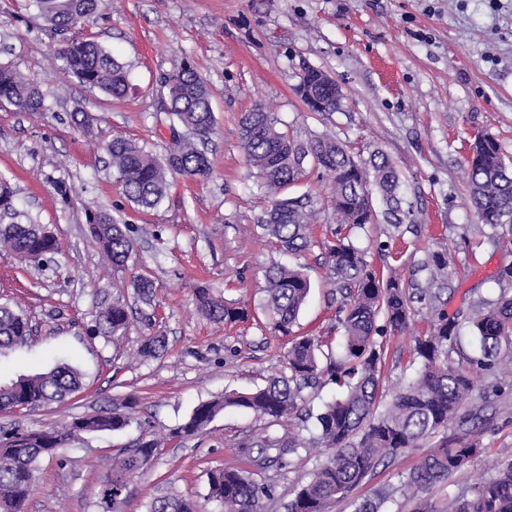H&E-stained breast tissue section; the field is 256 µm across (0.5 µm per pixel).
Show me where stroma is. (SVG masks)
Instances as JSON below:
<instances>
[{"instance_id":"1","label":"stroma","mask_w":512,"mask_h":512,"mask_svg":"<svg viewBox=\"0 0 512 512\" xmlns=\"http://www.w3.org/2000/svg\"><path fill=\"white\" fill-rule=\"evenodd\" d=\"M94 37L129 69L131 89L120 100L81 85L66 73L56 51L66 39L39 14L33 0H0V64L16 67L42 91L40 116L0 105V175L14 204L44 225L58 251L45 267L0 253V299L26 314L34 335L0 353V379L48 371L58 362L77 367L83 389L63 406L0 412V426L43 429L71 417L137 400L136 418L124 431L82 433L57 456L42 457L27 512H99L97 491L112 458L142 434L162 436L182 425L193 408L227 391H248L282 371L289 347L267 325L262 309V267L273 262L302 269L311 291L294 333L329 335L337 304L330 295V262L320 245L336 226L326 206L330 176L313 163L290 193L322 204L310 228L315 245L285 252L259 224L267 201L255 171L245 162L238 134L243 112L262 106L281 129L300 139L328 134L355 159L373 150L389 156L401 173V191L412 203L415 226L395 237L385 222L366 225L354 241L401 283L425 280L414 265L424 248L450 249L455 265L448 311L470 299L497 300L499 272L512 253L495 246L494 229L476 223L468 207L467 164L477 133L497 139L512 156V0H105L100 16L73 31ZM328 71L345 95L332 115L312 112L296 92L302 66ZM207 83L217 132L208 145L212 172L169 178L165 202L140 210L124 196L109 165L113 138L136 139L164 156L168 133L160 110L165 79L183 67ZM83 111L88 128L71 115ZM65 183L68 197L58 195ZM122 213L137 262L133 274L154 283L144 326L133 319L121 343L89 335L95 305L111 301L112 264L94 245L86 209ZM207 286L246 308L245 321L217 324L197 309L194 290ZM426 313H412L408 328L386 337L383 399L419 367L418 337L428 335ZM165 339L156 359L141 358L143 337ZM478 391L465 405L478 420L463 433L449 420L448 437H469L479 447L469 466L424 489L406 487L404 475L421 464L434 439L393 463L379 466L350 497L329 512H354L356 503L390 497L381 512H415L428 502L446 512L448 499L494 477L512 448V385L477 376ZM300 420L269 423L229 409L201 434L173 442L130 481L120 512H147L157 497L188 498L198 512H221L210 499V473L246 467L242 445L265 435L298 433ZM310 445L285 468L259 471L272 491L265 512H285L308 474L326 457Z\"/></svg>"}]
</instances>
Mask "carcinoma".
<instances>
[{
  "mask_svg": "<svg viewBox=\"0 0 512 512\" xmlns=\"http://www.w3.org/2000/svg\"><path fill=\"white\" fill-rule=\"evenodd\" d=\"M41 16L56 29L75 28L90 19L101 0H37ZM65 70L83 85L97 88L113 98L125 96L130 88L127 66L97 41L82 37L70 40L58 50ZM170 146L160 159L135 140L116 137L109 154L116 180L127 199L143 209H155L166 198L168 176L179 174L204 178L211 161L198 145L211 139L215 117L210 91L204 80L185 67L165 79ZM297 93L321 104L327 115L343 110L344 94L336 80L321 68L302 67ZM0 100L22 112L42 114L44 95L9 65H0ZM277 120L256 107L239 121L241 148L248 164L256 170L265 189L269 207L259 228L277 244L290 251L312 245L310 225L320 209L309 195L288 196L305 174L304 162L331 175L330 203L336 212L333 239L322 242L331 259L332 293L337 295L336 325L342 333V350L333 353L329 336H301L291 341L285 369L247 392L226 391L224 396L202 401L188 420L167 437L142 436L136 448L121 452L112 460V472L98 491L102 512H117L121 500L115 491L126 489L127 478L147 466L162 443L183 441L205 431L227 408L251 412L272 423L301 415L303 391L325 376L345 389V395L326 404L316 415L314 442L326 448L325 462L317 466L288 503L287 512H327L329 505L346 497L380 464L391 462L424 438L447 426L462 405L474 399L475 371L512 376V296L502 293L495 302L471 300L464 309L450 313L444 293L451 285L453 257L447 251L423 250L418 268L428 272L422 282L404 285L386 276L368 260L367 252L355 246L351 234L368 223L375 201L383 206L382 216L400 231L412 216V205L400 193V174L381 151L366 160L355 159L335 138L315 136L299 141L276 128ZM468 164L469 204L477 223L492 228H509L512 247V159L504 155L495 138L478 133L471 145ZM13 212V191L0 177V217ZM88 224L96 245L112 261L117 274L112 287L132 288L151 304L153 284L146 278L122 277L135 259L129 227L119 216L98 209L88 210ZM6 250L21 261L40 266L58 250L56 238L40 224L0 222V252ZM265 298L271 330L292 334L300 311L310 293V279L299 268L272 264L263 270ZM199 310L217 323L232 324L245 319L246 312L233 303L198 288ZM426 309L432 333L416 339L420 358L417 377L404 384L392 402L379 409L378 394L384 364V331L402 333L411 315L410 303ZM385 324L379 325V318ZM131 314L125 295L96 310L94 327L120 341L127 336ZM467 327L479 341L478 353L468 356L460 346L461 328ZM32 325L23 313L0 304V351L26 342ZM165 350L162 336H146L138 354L158 358ZM83 388V374L68 363L47 372L19 376L0 382V411L34 410L62 403ZM134 401L128 400L92 414L75 416L59 427L41 430L0 429V449L12 455L0 460V512H26L37 465L41 457L66 447L79 432H119L132 421ZM306 442L296 436L265 437L239 449L248 463L264 469L305 450ZM473 442L443 438L422 464L405 476L409 486L427 487L465 468L477 454ZM269 496L246 469L226 468L209 475V497L222 512H263ZM147 512H196L192 501L179 495L152 500ZM448 512H512V449L496 477L449 499Z\"/></svg>",
  "mask_w": 512,
  "mask_h": 512,
  "instance_id": "1",
  "label": "carcinoma"
}]
</instances>
